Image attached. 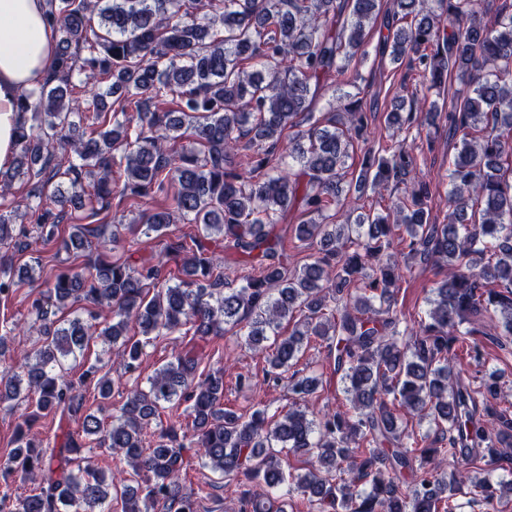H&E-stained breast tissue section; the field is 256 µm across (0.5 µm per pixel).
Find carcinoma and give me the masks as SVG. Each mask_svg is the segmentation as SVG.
Listing matches in <instances>:
<instances>
[{
	"label": "carcinoma",
	"mask_w": 512,
	"mask_h": 512,
	"mask_svg": "<svg viewBox=\"0 0 512 512\" xmlns=\"http://www.w3.org/2000/svg\"><path fill=\"white\" fill-rule=\"evenodd\" d=\"M57 35L50 76L24 91L27 118L19 153L0 172V208L21 176L27 192L0 211V301L42 279L37 245L56 242L69 257L96 247L86 265H68L28 294L38 340L0 368V404L24 399L25 416L76 419L63 441L34 443L18 429L0 458V512H196L203 488H186L184 448L230 483L242 473L268 487L288 486L319 512H460L458 494L492 510L512 498V480L473 475L512 447V412L498 408V373L466 382L481 356L474 323L499 317L492 340L512 338V5L489 0H47ZM203 17H197L199 10ZM384 17L382 55L429 79L427 110L418 90L393 98L385 124L396 140L367 138L373 106L344 103L321 126L312 109L328 81L358 72L370 32ZM99 23H94V18ZM107 83L73 95L72 78ZM459 87L451 89L452 80ZM177 109L165 108L168 98ZM447 113L457 140L448 172L446 223L432 221L431 194L416 176L423 146L411 131ZM363 156L355 192L397 196L377 212L347 213L342 198L354 143ZM122 151L124 177L114 152ZM298 169L281 167L282 158ZM172 195L140 225L70 224L69 208L95 218L112 199ZM298 208L308 219L295 238L315 253L288 268L286 236L274 232ZM21 216L31 227L12 224ZM166 237L176 268L139 254L126 236L139 227ZM403 258L447 268L427 318L409 324L397 308ZM127 248L125 260L108 252ZM221 248L241 259L224 265ZM30 254V262L16 264ZM240 286H233V282ZM295 321L279 333L282 321ZM18 323L0 320V356ZM137 331V337L129 335ZM233 330L265 354L266 374L287 379V410L248 414L224 407V372H204L206 354L185 348L136 388L106 424L85 408L78 385L96 381L101 400L115 381L96 364L69 377L93 339L117 348L123 371L141 364L161 336L199 340ZM325 343L348 406L313 412L323 374L293 369L304 346ZM187 403V431L159 422L166 405ZM402 410L433 427L436 442L407 431ZM84 448H100L132 470L109 482ZM308 456L305 473L285 470L283 452ZM464 464L449 475L448 460ZM34 480L26 494L13 477Z\"/></svg>",
	"instance_id": "cac0c4a2"
}]
</instances>
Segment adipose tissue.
<instances>
[{
  "label": "adipose tissue",
  "mask_w": 512,
  "mask_h": 512,
  "mask_svg": "<svg viewBox=\"0 0 512 512\" xmlns=\"http://www.w3.org/2000/svg\"><path fill=\"white\" fill-rule=\"evenodd\" d=\"M45 16V0H0V170L15 160L18 98L42 84L54 58L56 35Z\"/></svg>",
  "instance_id": "ef3b65f1"
}]
</instances>
